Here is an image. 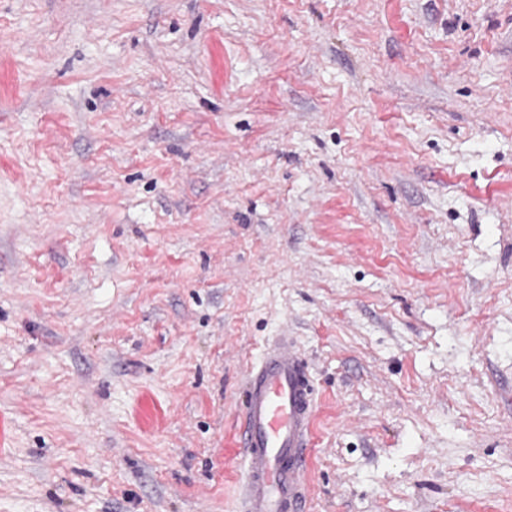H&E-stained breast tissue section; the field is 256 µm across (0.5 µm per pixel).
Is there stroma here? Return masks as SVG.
Segmentation results:
<instances>
[{
    "mask_svg": "<svg viewBox=\"0 0 512 512\" xmlns=\"http://www.w3.org/2000/svg\"><path fill=\"white\" fill-rule=\"evenodd\" d=\"M512 512V0H0V512ZM237 444L243 453V512H305V451L316 399L308 365L289 336L248 364Z\"/></svg>",
    "mask_w": 512,
    "mask_h": 512,
    "instance_id": "1",
    "label": "stroma"
}]
</instances>
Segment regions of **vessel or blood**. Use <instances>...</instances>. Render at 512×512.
Masks as SVG:
<instances>
[{"label": "vessel or blood", "mask_w": 512, "mask_h": 512, "mask_svg": "<svg viewBox=\"0 0 512 512\" xmlns=\"http://www.w3.org/2000/svg\"><path fill=\"white\" fill-rule=\"evenodd\" d=\"M237 444L243 453V512H305V451L316 399L308 365L282 336L248 364Z\"/></svg>", "instance_id": "vessel-or-blood-1"}]
</instances>
